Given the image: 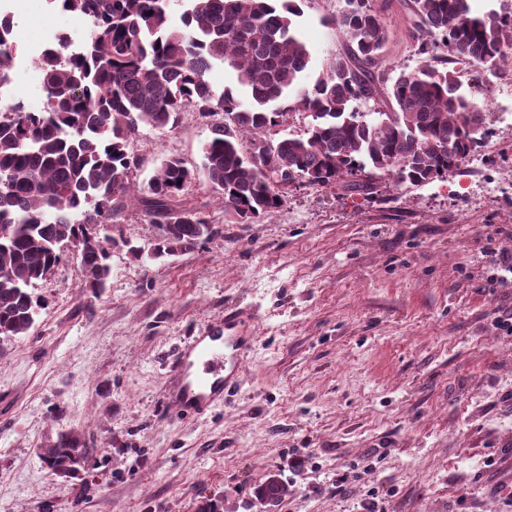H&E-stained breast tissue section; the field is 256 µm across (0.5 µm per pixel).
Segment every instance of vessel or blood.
Segmentation results:
<instances>
[{
    "instance_id": "1",
    "label": "vessel or blood",
    "mask_w": 512,
    "mask_h": 512,
    "mask_svg": "<svg viewBox=\"0 0 512 512\" xmlns=\"http://www.w3.org/2000/svg\"><path fill=\"white\" fill-rule=\"evenodd\" d=\"M241 315L225 314L206 337H192L174 354L169 367L178 385L170 399L177 415L189 417L225 401L241 385V364L255 344L244 335Z\"/></svg>"
}]
</instances>
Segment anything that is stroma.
Wrapping results in <instances>:
<instances>
[{
	"mask_svg": "<svg viewBox=\"0 0 512 512\" xmlns=\"http://www.w3.org/2000/svg\"><path fill=\"white\" fill-rule=\"evenodd\" d=\"M344 0H303L295 23L311 73L345 47L332 23ZM390 75L423 57L402 0H378ZM85 17L49 5L14 21L12 82L0 104L44 107L41 39L81 46ZM489 136L447 179L372 195L340 187L290 190L258 224H228L202 173L211 118L184 113L170 130L141 129L136 180L177 156L188 193L216 234L193 251L138 260L112 249L101 294L65 249L35 292L43 306L28 335L0 341V512H195L206 496L224 512H503L494 489L512 482V337L494 312L512 287L478 289L482 251L512 228V70L457 64ZM150 246L157 225L129 203L108 229ZM235 312L256 339L243 383L204 414L175 418L161 395L167 361L187 337ZM97 449L85 472L61 478L38 450L62 433ZM384 456L368 462L371 449ZM501 465L484 468L487 456ZM349 473L342 492L337 474ZM278 474L288 491L264 510L254 491Z\"/></svg>",
	"mask_w": 512,
	"mask_h": 512,
	"instance_id": "stroma-1",
	"label": "stroma"
}]
</instances>
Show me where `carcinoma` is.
Instances as JSON below:
<instances>
[{
  "instance_id": "1",
  "label": "carcinoma",
  "mask_w": 512,
  "mask_h": 512,
  "mask_svg": "<svg viewBox=\"0 0 512 512\" xmlns=\"http://www.w3.org/2000/svg\"><path fill=\"white\" fill-rule=\"evenodd\" d=\"M57 1L91 27L80 49L59 36L41 56L43 111L17 101L0 112V337L28 335L41 307L33 288L59 263L62 245L78 242L94 293L110 276V249L141 258L142 248L104 233L131 198L161 225L158 257L214 236L185 196L191 171L180 158H165L146 186L137 184L139 159L128 147L140 128L173 129L187 109L222 113L203 147L204 175L226 223L254 224L281 208L294 184L370 195L379 178L397 189L447 178L488 135L483 106L449 65L467 61L492 76L512 65V12L477 15L469 0H405L420 53L439 38L444 61L394 78L382 69L386 31L374 0H345L332 19L343 53L310 86L297 0H187L179 26L170 0ZM12 29L0 16V85L15 59ZM216 63L235 71L246 99L211 85ZM383 90L394 105L373 119L361 108L380 104ZM297 109L311 117L304 132L269 135ZM96 453L61 433L38 456L51 473L75 478ZM286 492L275 473L255 490L273 504Z\"/></svg>"
}]
</instances>
